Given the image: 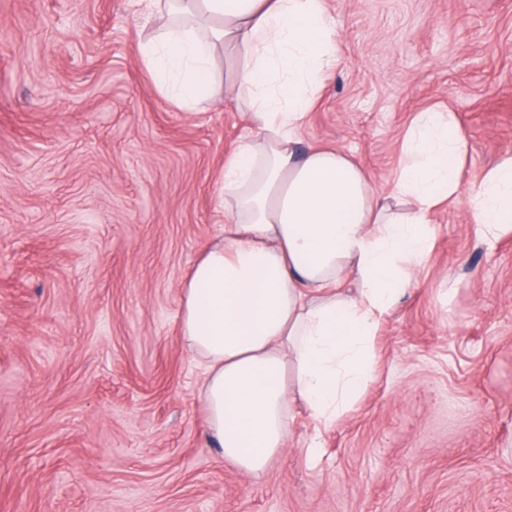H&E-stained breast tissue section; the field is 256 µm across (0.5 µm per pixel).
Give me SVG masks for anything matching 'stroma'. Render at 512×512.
Returning <instances> with one entry per match:
<instances>
[{
  "label": "stroma",
  "mask_w": 512,
  "mask_h": 512,
  "mask_svg": "<svg viewBox=\"0 0 512 512\" xmlns=\"http://www.w3.org/2000/svg\"><path fill=\"white\" fill-rule=\"evenodd\" d=\"M340 61L309 141L390 188L419 113L452 112L461 183L512 155V0H325ZM133 0H0V512H512V233L466 200L334 423L300 401L255 480L205 433L176 317L224 215L230 102L189 112L135 55Z\"/></svg>",
  "instance_id": "1"
}]
</instances>
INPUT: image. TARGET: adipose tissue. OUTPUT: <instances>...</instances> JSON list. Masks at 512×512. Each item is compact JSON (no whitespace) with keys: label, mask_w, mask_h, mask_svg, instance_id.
<instances>
[{"label":"adipose tissue","mask_w":512,"mask_h":512,"mask_svg":"<svg viewBox=\"0 0 512 512\" xmlns=\"http://www.w3.org/2000/svg\"><path fill=\"white\" fill-rule=\"evenodd\" d=\"M164 6L168 23L137 47L160 92L182 109L222 95L248 121L224 161V232L182 284L178 329L202 369L208 436L258 478L288 445L292 398L324 425L357 400L378 328L432 248L434 210L464 194L485 240L512 231V156L463 193L455 117L423 112L384 191L353 157L303 142L338 54L324 0Z\"/></svg>","instance_id":"obj_1"}]
</instances>
